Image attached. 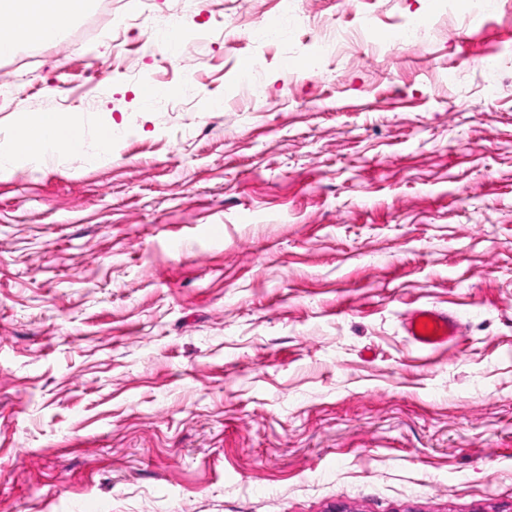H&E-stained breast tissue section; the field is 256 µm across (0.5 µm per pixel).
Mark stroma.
Masks as SVG:
<instances>
[{
  "mask_svg": "<svg viewBox=\"0 0 512 512\" xmlns=\"http://www.w3.org/2000/svg\"><path fill=\"white\" fill-rule=\"evenodd\" d=\"M429 3L303 0L296 29L277 0H93L0 60V143L85 118L82 150L0 178V512H512V0L308 67L326 19L387 35ZM144 8L189 51L113 52ZM247 63L262 101L226 95ZM421 306L460 335L418 349ZM407 336L422 350H436L459 335L460 325L454 313L422 306L410 310L404 319Z\"/></svg>",
  "mask_w": 512,
  "mask_h": 512,
  "instance_id": "1",
  "label": "stroma"
}]
</instances>
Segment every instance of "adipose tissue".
Listing matches in <instances>:
<instances>
[{"instance_id": "obj_1", "label": "adipose tissue", "mask_w": 512, "mask_h": 512, "mask_svg": "<svg viewBox=\"0 0 512 512\" xmlns=\"http://www.w3.org/2000/svg\"><path fill=\"white\" fill-rule=\"evenodd\" d=\"M89 0H0V60L16 54L19 44L42 46L87 9ZM83 118L75 112H37L0 147V177L23 167L40 168L49 158L78 147Z\"/></svg>"}]
</instances>
